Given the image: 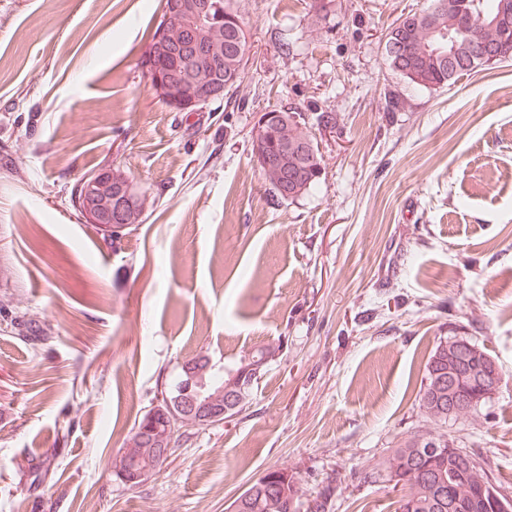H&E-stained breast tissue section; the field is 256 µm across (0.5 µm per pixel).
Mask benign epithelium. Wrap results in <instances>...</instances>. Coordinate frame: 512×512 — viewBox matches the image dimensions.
Here are the masks:
<instances>
[{"instance_id":"benign-epithelium-1","label":"benign epithelium","mask_w":512,"mask_h":512,"mask_svg":"<svg viewBox=\"0 0 512 512\" xmlns=\"http://www.w3.org/2000/svg\"><path fill=\"white\" fill-rule=\"evenodd\" d=\"M466 2L464 0H450L443 2L432 14L425 16L434 38L435 54L448 51L453 56L458 47L467 45L472 55L481 59L495 60L500 57L501 48L490 45L484 41H463L459 35L466 30V24L471 19L464 16ZM419 25V19H408L401 24L393 34L384 38L386 56L394 61L397 70H404L403 63L412 57V39L410 30ZM162 30L165 31L164 41L171 47L187 48L188 56L185 65L189 73L197 76V94L194 97H181L174 93V86L180 84L182 75L168 73L156 69L152 72L149 83L159 97L166 100L178 112L189 110L198 101L206 98L220 97L224 94V85L221 80L214 77L212 69L216 68L224 58L223 46L210 36L209 18L201 0H174L171 10L167 12ZM287 124V118L282 112H268L260 125L254 131V140L262 137L279 138L281 127ZM139 196V191L133 181L126 182V193L112 198V223L122 224L127 221L128 215L135 212L133 201ZM275 354V349L267 347L260 354L261 360L254 362L246 369L231 373L224 381V399L212 395L206 383V373L209 367L202 366V362L194 359L183 363L187 374L188 386L184 397L176 403L184 416H189L198 426H209L224 422L228 415L225 404L234 398L232 391L242 387L247 376H259ZM498 373L497 363L480 349L468 341L458 338L448 345V375L433 373V388L448 384V418H460L476 408V404L484 398L493 396L501 382L490 381ZM152 417H160V422L150 427V434L142 436L149 442V449H140V453L148 452L162 462L169 459V448L173 446L174 435L172 424L168 419L176 416L175 412H166L155 409ZM122 477L127 485L135 487L141 484L149 475V468L145 467L140 459L132 455V451L123 450ZM448 457L454 459V472L445 475L439 468H421L404 471L405 461L392 459L382 466V476L385 481L399 478H410L418 482L439 497H448V508L460 509L469 497L470 491L479 488L491 495V501L496 512H512V498L500 497L496 493V486L484 470L479 460L466 448L458 445V441L448 438Z\"/></svg>"}]
</instances>
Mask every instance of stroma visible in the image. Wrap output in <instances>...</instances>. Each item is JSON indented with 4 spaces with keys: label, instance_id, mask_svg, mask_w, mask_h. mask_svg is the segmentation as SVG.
<instances>
[{
    "label": "stroma",
    "instance_id": "35a3bbf8",
    "mask_svg": "<svg viewBox=\"0 0 512 512\" xmlns=\"http://www.w3.org/2000/svg\"><path fill=\"white\" fill-rule=\"evenodd\" d=\"M238 3L239 88L177 112L142 64L159 0H0V512H228L271 468L334 481V512H395L399 492L360 475L433 429L418 393L456 337L503 383L443 430L512 496V60L416 89L383 38L426 0ZM287 108L323 173L277 205L251 136ZM109 163L147 197L114 244L71 203ZM260 345L276 352L245 411L125 485L113 462L183 362Z\"/></svg>",
    "mask_w": 512,
    "mask_h": 512
}]
</instances>
